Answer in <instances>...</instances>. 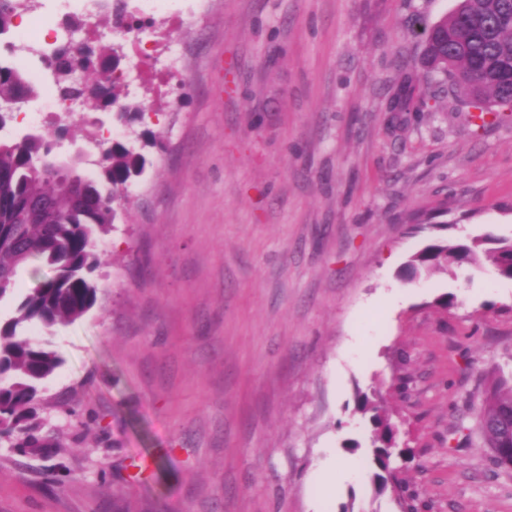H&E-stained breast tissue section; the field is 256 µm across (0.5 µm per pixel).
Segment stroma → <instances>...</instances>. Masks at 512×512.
I'll list each match as a JSON object with an SVG mask.
<instances>
[{
	"label": "stroma",
	"mask_w": 512,
	"mask_h": 512,
	"mask_svg": "<svg viewBox=\"0 0 512 512\" xmlns=\"http://www.w3.org/2000/svg\"><path fill=\"white\" fill-rule=\"evenodd\" d=\"M456 5L167 0L191 18L178 97L155 68L161 18L128 96L143 121L36 124L16 105L0 140L53 131L82 177L100 129L159 145L100 240L96 305L42 334L63 359L38 411L57 446L0 442V512H402L375 491L355 409L376 389L420 512H512V469L476 421L482 391L512 374V279L406 269L435 235L512 241V114L482 124L415 34ZM406 73L424 102L391 111ZM332 463L353 472L318 490L312 471Z\"/></svg>",
	"instance_id": "stroma-1"
}]
</instances>
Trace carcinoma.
<instances>
[{"mask_svg": "<svg viewBox=\"0 0 512 512\" xmlns=\"http://www.w3.org/2000/svg\"><path fill=\"white\" fill-rule=\"evenodd\" d=\"M16 9L15 0H0V34ZM427 29L429 35L420 37L422 53L429 68L443 76L448 90L463 94L482 118L512 112V0H460L451 15ZM114 53L115 47L109 45L97 55L53 51L40 60L63 95H83L82 85L94 77L99 95L89 110L104 111L118 103L122 111L117 117L128 122L140 113L130 111L117 80L103 81ZM35 91L25 73L0 65V104L29 99ZM411 105L409 86L403 85L391 101V110L408 112ZM58 163L47 132L21 141H0V299L17 294L13 315L0 323V438L32 454L54 447L52 439L41 434L42 424L35 417L45 384L61 364L59 354L32 332L73 322L95 306L97 286L91 274L100 263L97 240L115 223V199L128 189L132 177L144 172L147 159L124 143L105 146L96 177L83 180L78 196L51 177ZM44 197L54 200L53 208L32 209L25 223H16L20 205ZM30 261L49 267L52 275L38 287L18 293L16 272ZM463 262L488 263L499 275L512 278V241L485 248L479 240L451 244L435 239L410 258L407 270L446 273ZM357 409L371 414L375 427L373 463L380 470L376 492L382 493L388 485H398L390 467L399 453L397 427L378 392L361 395ZM478 427L494 464H499L497 455L512 448V380L498 378L482 393Z\"/></svg>", "mask_w": 512, "mask_h": 512, "instance_id": "1", "label": "carcinoma"}]
</instances>
